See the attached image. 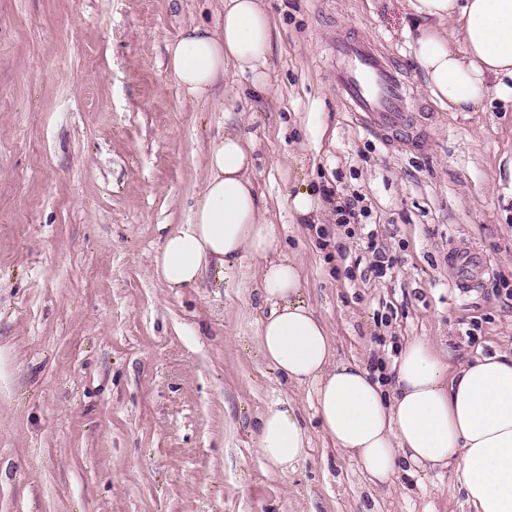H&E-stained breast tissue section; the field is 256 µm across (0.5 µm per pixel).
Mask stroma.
I'll use <instances>...</instances> for the list:
<instances>
[{
    "instance_id": "obj_1",
    "label": "stroma",
    "mask_w": 512,
    "mask_h": 512,
    "mask_svg": "<svg viewBox=\"0 0 512 512\" xmlns=\"http://www.w3.org/2000/svg\"><path fill=\"white\" fill-rule=\"evenodd\" d=\"M264 6L262 78L228 73L213 111L185 101L167 47L189 24L222 25L219 0H0V512H471L453 468L373 489L333 448L310 389L258 352L260 260L179 289L154 272L191 219L211 141L234 129L338 359L389 366L414 338L453 365L512 352V103L435 101L407 0ZM349 33L402 69L424 149L390 150L354 125L330 63ZM303 187L317 223L288 208ZM355 192L394 260L385 276L366 238L336 224ZM469 250L487 271L462 290L448 255ZM285 400L311 448L282 473L256 432Z\"/></svg>"
}]
</instances>
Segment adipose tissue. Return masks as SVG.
Returning <instances> with one entry per match:
<instances>
[{
	"mask_svg": "<svg viewBox=\"0 0 512 512\" xmlns=\"http://www.w3.org/2000/svg\"><path fill=\"white\" fill-rule=\"evenodd\" d=\"M420 20L409 32L429 94L452 112L482 110L491 98L512 101V0H408ZM224 24H191L168 48L167 67L184 97L209 101L226 72L258 71L273 33L262 0H223ZM460 25V39L444 25ZM254 147L228 130L206 155L207 179L189 223L168 234L154 270L170 288L208 272L231 278L244 256L263 262L257 321L263 360L288 381L310 387L321 429L356 458L374 484H391L402 465L454 466L474 512H512V355L476 357L450 367L422 339L407 342L388 386L367 365L340 360L323 320L306 297L296 256L284 251L277 225L262 215L251 178ZM257 446L287 470L306 455L309 434L297 406L282 401L259 418Z\"/></svg>",
	"mask_w": 512,
	"mask_h": 512,
	"instance_id": "obj_1",
	"label": "adipose tissue"
}]
</instances>
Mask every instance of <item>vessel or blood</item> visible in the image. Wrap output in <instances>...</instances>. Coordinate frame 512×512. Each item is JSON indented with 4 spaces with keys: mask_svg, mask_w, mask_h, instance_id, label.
Here are the masks:
<instances>
[{
    "mask_svg": "<svg viewBox=\"0 0 512 512\" xmlns=\"http://www.w3.org/2000/svg\"><path fill=\"white\" fill-rule=\"evenodd\" d=\"M336 86L346 106L363 130L388 148L411 152L424 145L422 120L409 110L400 73L377 54L370 40H337L333 47ZM459 276L457 285L466 288L481 277L486 267L474 253L452 257Z\"/></svg>",
    "mask_w": 512,
    "mask_h": 512,
    "instance_id": "vessel-or-blood-1",
    "label": "vessel or blood"
}]
</instances>
